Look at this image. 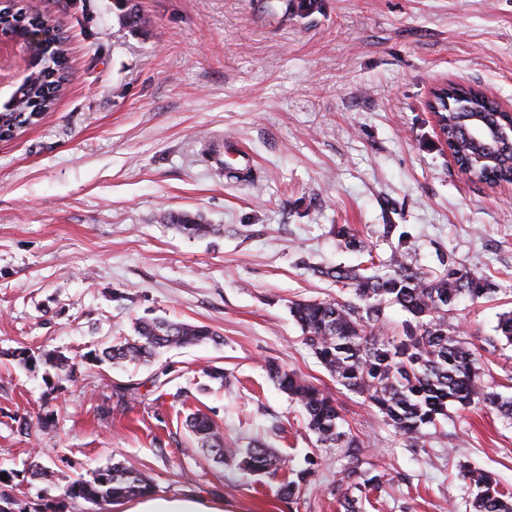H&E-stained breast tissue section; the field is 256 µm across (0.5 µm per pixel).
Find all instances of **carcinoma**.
<instances>
[{
  "label": "carcinoma",
  "mask_w": 512,
  "mask_h": 512,
  "mask_svg": "<svg viewBox=\"0 0 512 512\" xmlns=\"http://www.w3.org/2000/svg\"><path fill=\"white\" fill-rule=\"evenodd\" d=\"M115 6L121 11L120 19L130 28L145 29L146 19L132 0H115ZM33 27L40 28L44 38L32 46L30 78L0 106V136L10 138L18 128L34 124L54 111L68 82L67 38L58 25L42 12L30 13L26 0H4L0 6V37H20ZM460 116V112L451 109L443 119L448 148L458 155V162L464 167L474 159L471 149L455 134ZM473 174L511 180L512 154H501L499 162L489 170L474 166ZM168 220L190 237L204 238L216 231L214 225L203 224L187 214L170 215ZM336 236L346 249L361 252L366 248L365 242L344 226L338 228ZM317 273L353 288L360 303L316 299L292 302L290 314L300 327L305 344L336 384L363 397L399 433L411 440L423 438L427 436L426 428L436 430L440 421L448 419L451 408L460 411L482 404L512 417V400L502 398L485 383L469 342L448 323V313L460 298L468 296L474 301L490 291L486 279L453 262L426 270L407 261L403 254L393 257L384 274L364 276L346 267L320 268ZM391 305L400 306L410 315L399 336H385L378 331L384 310ZM135 333L136 339L105 348L95 359L112 363L140 361L162 348L219 339V334L207 326L160 318L139 322ZM18 357L29 367L42 364L60 373L73 369L71 360L59 352L36 358L21 351ZM268 374L280 391L300 405L308 429L320 444L361 447L356 436L342 430V417L326 390L276 363L268 365ZM186 425L200 446L220 463L229 459L240 470L271 476L282 466L281 459L259 442L246 448L226 445L214 419L199 409L187 415ZM362 464L358 455H350L342 479L346 489L339 499L345 512L357 509L358 499L349 494L350 490L379 492L383 488V476L372 474ZM460 470L475 489L474 512H512V494L503 492L490 473L467 465L460 466ZM312 474L310 468L298 472L296 479L284 485L283 495L295 496ZM153 490L147 476L117 462L97 470L91 481H74L65 496L99 505Z\"/></svg>",
  "instance_id": "1"
}]
</instances>
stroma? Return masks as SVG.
Segmentation results:
<instances>
[{
    "label": "stroma",
    "instance_id": "obj_1",
    "mask_svg": "<svg viewBox=\"0 0 512 512\" xmlns=\"http://www.w3.org/2000/svg\"><path fill=\"white\" fill-rule=\"evenodd\" d=\"M135 2L144 36L114 0H41L69 36L68 91L0 140V471L19 503L110 512L61 494L120 461L157 495L220 497L224 512H340L346 451L319 445L271 362L331 390L383 475V500L361 499L359 512H471L464 462L512 492V420L477 406L452 413L444 437L410 444L336 385L289 312L299 299L354 300L317 267L454 260L495 291L461 299L448 320L485 381L512 397V345L495 331L512 310V184L462 174L426 108L445 81L512 108V0ZM219 138L248 150L251 176L226 175L232 158L208 151ZM180 213L216 233L182 234L170 220ZM342 226L371 255L341 246ZM156 317L221 341L146 363L87 360ZM22 348L62 352L74 370L25 368ZM209 365L229 383L205 376ZM198 409L227 441H261L287 469L271 478L216 463L185 426ZM310 456L309 484L281 498Z\"/></svg>",
    "mask_w": 512,
    "mask_h": 512
}]
</instances>
